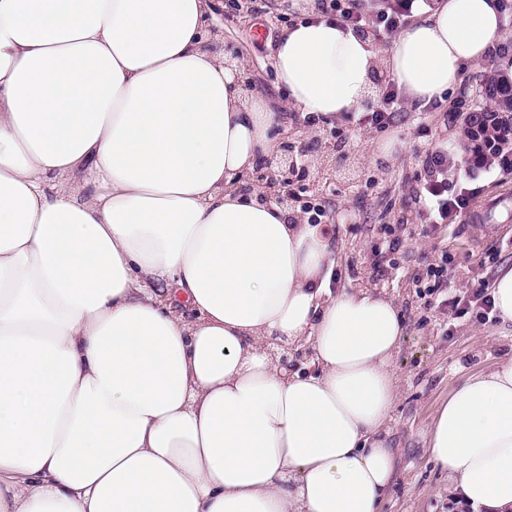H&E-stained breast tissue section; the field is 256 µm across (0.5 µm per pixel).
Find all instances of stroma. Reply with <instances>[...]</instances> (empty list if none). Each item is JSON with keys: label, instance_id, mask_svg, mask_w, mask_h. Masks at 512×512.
I'll list each match as a JSON object with an SVG mask.
<instances>
[{"label": "stroma", "instance_id": "35a3bbf8", "mask_svg": "<svg viewBox=\"0 0 512 512\" xmlns=\"http://www.w3.org/2000/svg\"><path fill=\"white\" fill-rule=\"evenodd\" d=\"M230 2L221 0L216 20L220 44L243 62L254 92L279 105L304 167L293 186L291 211L309 223L320 220L327 229L337 250V287L386 292L405 319L394 360L399 398L387 425L398 469L381 512H450L448 474L430 457L425 431L461 379L512 360V325L484 323L474 313L432 307L428 300L467 296L512 264V218L502 216L512 210V171H472L457 163L448 190L468 189L473 206L449 225L427 226L415 201L418 151L432 141L460 152L459 114L482 104L480 81L498 57L463 67L447 97L460 103V112L407 100L386 131L361 129L353 112L330 119L286 105L272 59L293 16L275 9L274 0H257L256 10L237 13ZM324 154L333 158L335 169L323 168ZM394 238L401 245L392 252L387 244ZM436 267L442 270L438 280L430 274Z\"/></svg>", "mask_w": 512, "mask_h": 512}]
</instances>
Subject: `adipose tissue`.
Wrapping results in <instances>:
<instances>
[{
    "label": "adipose tissue",
    "mask_w": 512,
    "mask_h": 512,
    "mask_svg": "<svg viewBox=\"0 0 512 512\" xmlns=\"http://www.w3.org/2000/svg\"><path fill=\"white\" fill-rule=\"evenodd\" d=\"M215 8L0 0V512H380L403 317L333 289L321 227L238 187L281 117L215 49ZM502 34L499 0H435L383 55L312 16L273 65L334 117L380 64L409 100L453 91ZM426 442L452 498L512 512V361ZM277 350V357L280 363V359L282 356V364L285 366L293 365L291 367L288 366L289 371H295V370H303L307 369L310 370V359L312 356V352L309 348H303L300 350H296L295 348L288 346V344L285 343H279ZM288 348V349H287ZM287 355V356H284ZM288 357V361H287Z\"/></svg>",
    "instance_id": "ef3b65f1"
}]
</instances>
